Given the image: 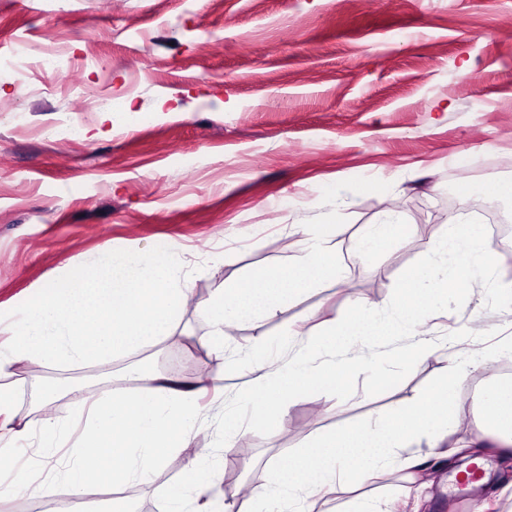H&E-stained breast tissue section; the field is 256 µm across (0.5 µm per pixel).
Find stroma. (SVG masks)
<instances>
[{
    "mask_svg": "<svg viewBox=\"0 0 512 512\" xmlns=\"http://www.w3.org/2000/svg\"><path fill=\"white\" fill-rule=\"evenodd\" d=\"M19 37L92 53L99 65L38 78L33 88L0 70V312L104 246L169 247L191 271L185 284L195 304L145 355L154 370L192 380L213 357L201 302L220 281L285 262L296 225L332 239L344 284L327 282L286 311L236 327L232 348L286 328L299 347L313 312L339 318L355 300L385 307L399 274L472 203L512 226V200L499 192L512 181V0H0V51ZM81 84L127 87L126 110L149 123L105 120ZM69 118L83 124L77 141L41 136ZM392 212L407 239L363 256L362 228ZM475 319L512 335V311L487 309L473 282L460 311L429 321L431 355L393 389L297 398L273 433L236 432L233 457L215 476L233 482L224 496L237 500L248 483L271 486L273 467L327 429L366 431L369 416L390 404L442 390L438 370L448 358H479L480 341L445 339ZM131 363L9 375L17 420L31 437L0 435V475L41 473L42 425L74 412L69 387H110ZM257 375L252 367L224 375L184 447L165 455L150 482L124 485L134 512H161L158 492L211 447L225 399ZM508 379L512 359L504 358L454 385V437H469L482 388ZM51 384L57 394L41 396ZM479 454L492 470L470 502L446 492L455 470L447 461L427 487L398 471L338 485L307 505L348 512L355 497L383 502L404 490L419 512H512V457L490 445Z\"/></svg>",
    "mask_w": 512,
    "mask_h": 512,
    "instance_id": "35a3bbf8",
    "label": "stroma"
}]
</instances>
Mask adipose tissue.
Returning <instances> with one entry per match:
<instances>
[{"label": "adipose tissue", "instance_id": "obj_1", "mask_svg": "<svg viewBox=\"0 0 512 512\" xmlns=\"http://www.w3.org/2000/svg\"><path fill=\"white\" fill-rule=\"evenodd\" d=\"M327 242L308 237L299 240L296 253L277 268L275 274L257 276L246 282H226L215 289L207 311L212 321L213 348L216 357L224 355L228 329L243 322L258 320L261 313L285 311L295 295L322 287L328 281H341L342 272L329 255ZM131 376L147 381L143 396H133L115 388L92 392L74 388L75 398L87 410V419L78 442L65 465L57 469L38 490L48 495L64 490L83 495L90 483L116 485L130 480L147 481L165 454L180 448L198 417V400L207 392L203 381L186 386L181 382L133 367ZM441 420H434L430 397L416 396L390 407L372 418L366 433L329 430L320 434L297 458L294 467H276L273 488H252L238 512H287L296 491L308 497L324 495L337 481L348 477L343 466L346 456H358L363 462L365 479L383 478L386 449L404 452L405 466L424 471L426 459L410 454L418 438L433 430L436 423L453 426L457 402L446 394L440 407ZM496 434L500 446L512 451V384L497 382L484 388L475 417L471 447H481L488 434ZM123 455L124 469L105 464L107 453Z\"/></svg>", "mask_w": 512, "mask_h": 512}]
</instances>
